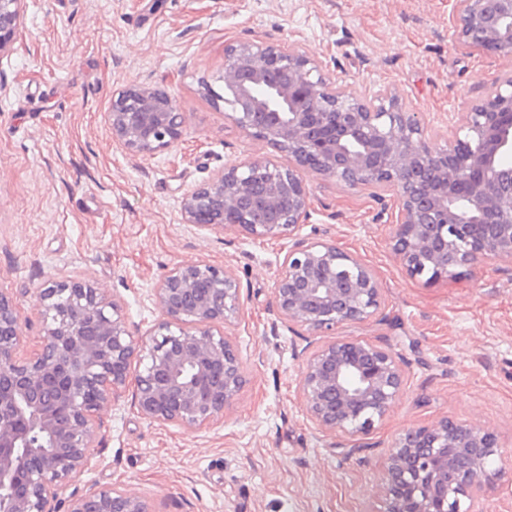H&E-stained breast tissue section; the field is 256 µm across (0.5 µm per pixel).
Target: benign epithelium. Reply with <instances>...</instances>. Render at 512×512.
<instances>
[{
	"label": "benign epithelium",
	"mask_w": 512,
	"mask_h": 512,
	"mask_svg": "<svg viewBox=\"0 0 512 512\" xmlns=\"http://www.w3.org/2000/svg\"><path fill=\"white\" fill-rule=\"evenodd\" d=\"M23 0H0V54L23 27ZM455 39L512 57V0H455ZM229 117L248 135L288 155L283 168L254 158L224 169L183 194V223L254 240L295 239L274 283L279 319L331 340L302 352L299 393L316 430L369 436L406 386L389 347L336 339V329L381 310L374 268L328 242L299 238L311 218L318 176L352 188L395 191L391 251L407 273L456 282L483 260L512 263V74L465 113L440 147L426 139L416 112L397 96L355 98L298 47L239 42L224 50ZM264 88L261 98L256 88ZM112 140L133 154L176 146L186 115L165 88L132 84L112 97ZM162 312L142 338L123 308L84 280L36 289L42 336L18 355L19 318L0 290V488L10 512H52L99 446L96 417L128 383L134 406L159 424L200 429L224 416L248 379L224 324L240 310V283L205 262L178 263L153 288ZM143 369L130 376L133 361ZM502 462L496 436L470 421L444 417L404 430L387 448L381 471L386 512H467L480 508L489 469ZM68 512H155L151 500L100 488L70 500Z\"/></svg>",
	"instance_id": "1"
}]
</instances>
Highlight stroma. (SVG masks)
I'll use <instances>...</instances> for the list:
<instances>
[{
    "label": "stroma",
    "instance_id": "stroma-1",
    "mask_svg": "<svg viewBox=\"0 0 512 512\" xmlns=\"http://www.w3.org/2000/svg\"><path fill=\"white\" fill-rule=\"evenodd\" d=\"M453 0H24L23 30L0 54V289L20 312V355L42 331L35 290L85 280L118 301L130 331L160 318L152 299L174 265L204 261L241 282L225 324L250 383L223 418L200 429L144 419L123 392L97 414L96 448L67 496L118 486L156 512H384L385 449L403 430L444 417L493 432L505 461L484 512H512V264L484 261L454 283L411 278L394 258L393 192L308 175L303 235L327 240L377 271L384 317L337 338L391 348L405 393L368 438L323 433L301 406L297 354L316 337L281 326L274 280L287 241L251 240L184 224L182 195L224 167L286 154L226 118L224 49L299 44L352 95L391 92L420 113L435 144L453 138L475 99L512 60L452 39ZM158 85L187 123L174 148L131 155L106 122L112 95Z\"/></svg>",
    "mask_w": 512,
    "mask_h": 512
}]
</instances>
